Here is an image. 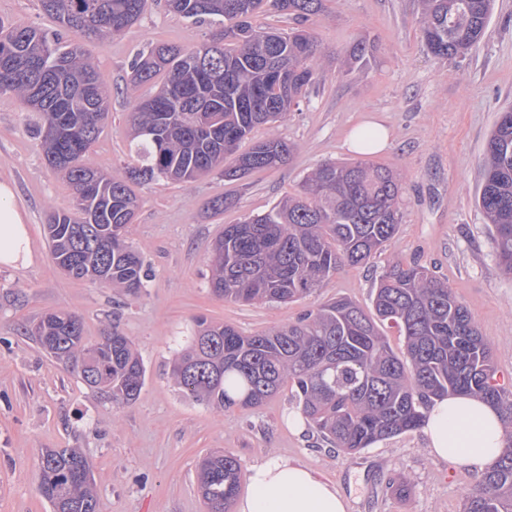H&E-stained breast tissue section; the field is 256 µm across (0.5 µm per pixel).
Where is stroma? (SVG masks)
<instances>
[{
    "instance_id": "35a3bbf8",
    "label": "stroma",
    "mask_w": 512,
    "mask_h": 512,
    "mask_svg": "<svg viewBox=\"0 0 512 512\" xmlns=\"http://www.w3.org/2000/svg\"><path fill=\"white\" fill-rule=\"evenodd\" d=\"M420 0H328L313 24L319 84L254 140L282 139L288 162L228 182L210 175L187 183L134 185L140 206L127 241L149 270L145 288L127 293L65 276L44 235L51 213L74 208L70 185L46 162L30 114L18 96L0 95V181L15 188L31 236L33 261L0 266V512H50L36 483L46 448H76L91 462L97 512H206L197 490L201 460L234 454L244 470L274 457L308 465L347 498L348 512H462L479 476L432 458L421 430L346 453L309 426L295 429L290 386L256 408L227 413L187 397L171 377L197 318L224 321L250 335L295 322L306 310L346 297L371 309L376 281L394 260H419L446 281L487 339L499 383L512 387V276L492 248L476 204L486 143L512 104V0H494L485 35L466 54L434 58L420 34ZM211 27L150 3L124 36L89 40L86 52L112 88V120L85 162L120 175L136 165L126 118L149 85L131 86V63L152 44L192 48ZM370 60L347 73L339 61L358 39ZM389 131L379 153L359 154L346 141L364 121ZM360 160L400 174L401 223L393 240L363 265L345 266L322 288L293 303H234L210 286L211 246L225 225L264 213L294 193L317 165ZM229 198L223 212L210 202ZM81 318L95 342L127 336L146 368L144 386L116 407L42 350L24 327L43 313ZM408 485L399 497L396 484Z\"/></svg>"
}]
</instances>
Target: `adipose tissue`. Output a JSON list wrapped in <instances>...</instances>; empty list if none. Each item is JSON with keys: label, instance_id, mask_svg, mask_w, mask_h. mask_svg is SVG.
<instances>
[{"label": "adipose tissue", "instance_id": "adipose-tissue-1", "mask_svg": "<svg viewBox=\"0 0 512 512\" xmlns=\"http://www.w3.org/2000/svg\"><path fill=\"white\" fill-rule=\"evenodd\" d=\"M32 249L25 213L12 185L0 181V265L25 267ZM431 457L455 467L483 472L501 455L505 437L498 411L481 398L451 394L434 400L422 425ZM252 491L236 512H347L335 485L315 469L283 458L251 469Z\"/></svg>", "mask_w": 512, "mask_h": 512}]
</instances>
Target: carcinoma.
I'll return each mask as SVG.
<instances>
[{
  "label": "carcinoma",
  "instance_id": "1",
  "mask_svg": "<svg viewBox=\"0 0 512 512\" xmlns=\"http://www.w3.org/2000/svg\"><path fill=\"white\" fill-rule=\"evenodd\" d=\"M39 2L60 29L9 26L0 36V95L13 93L27 104L46 162L74 192V210L53 214L45 225L51 254L69 277L135 293L148 274L125 238L138 209L130 184L190 182L214 172L238 181L289 160L287 142L253 143L251 134L281 119L318 81V41L305 24L324 12V0H270L298 23L286 32L253 24L264 0H166L170 12L220 33L190 49L156 45L134 60L132 83H147L162 71L166 80L150 107L138 102L128 115L130 145L141 165L123 177L84 161L110 118L112 89L79 40L124 35L148 0ZM421 4L422 38L437 58L478 43L493 8V0ZM370 52L358 41L343 65H361ZM274 63L288 69L286 91L274 87ZM401 191L397 176L380 165H318L294 195L224 225L212 247L213 293L247 303L309 296L342 266L367 262L395 237ZM478 204L491 224L498 263L512 274V108L500 112L488 140ZM372 307L368 314L341 297L288 326L250 336L201 318L172 377L187 396L226 412L258 407L288 383L309 425L349 453L418 428L428 404L450 393L486 400L512 429V389L497 381L487 340L447 282L415 262L395 260L379 276ZM385 326L404 336L403 354L388 344ZM26 334L113 403L139 396L145 366L118 332L88 344L80 318L55 311L33 321ZM80 468L92 472L75 448L41 452L37 489L51 512H96L91 478H79ZM241 474L232 454L202 461L199 488L209 512H230ZM463 512H512V441L466 493Z\"/></svg>",
  "mask_w": 512,
  "mask_h": 512
}]
</instances>
